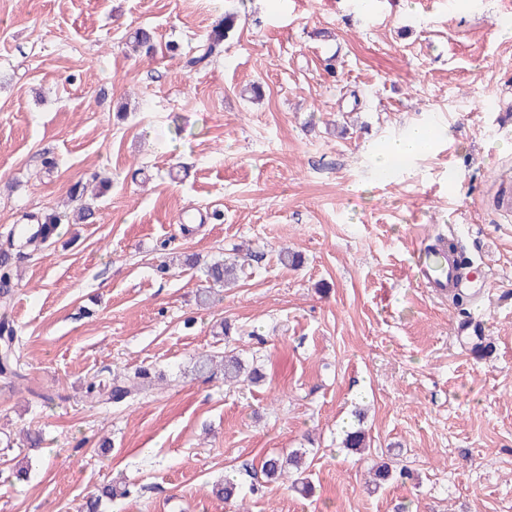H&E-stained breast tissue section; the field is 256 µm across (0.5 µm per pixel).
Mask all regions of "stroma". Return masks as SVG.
Returning <instances> with one entry per match:
<instances>
[{"mask_svg": "<svg viewBox=\"0 0 512 512\" xmlns=\"http://www.w3.org/2000/svg\"><path fill=\"white\" fill-rule=\"evenodd\" d=\"M228 10L239 33L186 72ZM511 19L512 0H0V245L109 183L93 223L13 253L0 512H78L119 475L133 493L102 512H234L227 474L263 485L245 512H512ZM139 27L155 56L125 54ZM413 124L435 136L413 176L378 171ZM440 238L489 282L468 313L416 272ZM247 249L200 304L203 266ZM226 350L265 380L194 371ZM143 367L133 404L86 403L85 381ZM357 423L407 478L369 486L341 446ZM296 448L306 496L261 470Z\"/></svg>", "mask_w": 512, "mask_h": 512, "instance_id": "35a3bbf8", "label": "stroma"}]
</instances>
